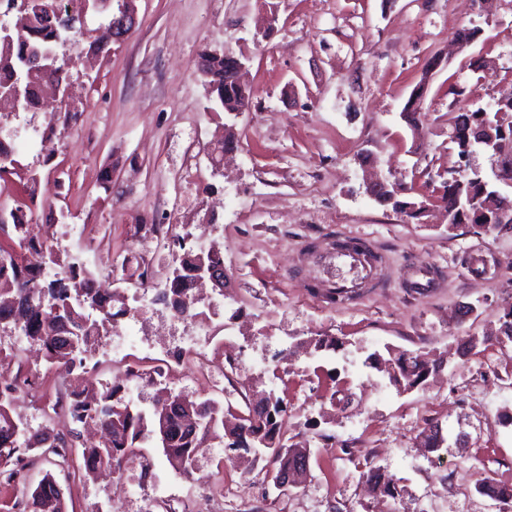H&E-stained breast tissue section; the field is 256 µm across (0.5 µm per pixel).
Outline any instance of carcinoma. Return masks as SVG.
<instances>
[{"label":"carcinoma","mask_w":512,"mask_h":512,"mask_svg":"<svg viewBox=\"0 0 512 512\" xmlns=\"http://www.w3.org/2000/svg\"><path fill=\"white\" fill-rule=\"evenodd\" d=\"M14 10L13 22L0 26V89L17 87L20 102L26 108L37 105L41 88L49 83L68 89V82L60 77L62 71L57 54L52 50L60 31L79 28L81 36L90 37L88 18L98 15L112 22V3L102 0L99 7L87 12L83 0H59L58 9L49 8L53 0H10ZM200 73L216 104L229 110H243L252 104L251 94L234 90L232 74L224 53L204 48L200 55ZM426 80L413 89L401 112L402 120L409 124L423 111L427 94ZM452 96L449 109L453 114L448 125V142L458 159L477 152L493 154L488 145L475 143L470 136L472 128L497 122L500 110L497 102L486 106L470 107L462 99L461 88H448ZM20 163L13 148L0 143V179L18 173ZM502 176L489 179L481 172L467 169L448 172L442 190L432 196L437 206L448 215V229L471 223L470 214L476 204L489 198L512 207V193L498 190L500 182L512 188V158L501 161ZM13 235L0 240V325L9 327L31 343L41 346L48 369L56 367L81 368L88 353L100 346L112 331L118 317L113 312V294L96 287L95 277L75 258L48 246L34 234L33 227L24 220V206L10 212ZM174 267L165 275L164 287L171 303L179 308L189 299L187 288L194 283V272L199 266H224V253L214 246L197 252L187 245V238L175 236ZM391 364L394 372L390 382L402 391H411L426 381V373L435 361L422 355L401 354L395 358L378 360L368 357V364L380 369ZM22 367L12 370L11 362L0 354V486L11 489L22 470V449L47 446V451L66 459L67 453L81 438L79 429L67 436L51 437L44 433H30L29 426L12 415L15 395L23 388L19 380ZM171 394L161 395L150 410L133 406L118 395V391L86 392L87 401L69 403L74 422L92 419L101 428V445L86 446L82 456L89 463L86 474L101 467H121L136 456L138 444L157 438L170 465L182 474H188L195 464L198 448L209 439L231 451H250L260 439H274L269 448V462L277 472L289 465L300 445L286 446L278 435L277 417L283 412V399L270 396L263 407L246 404L244 412L231 429L224 424V406L213 399L184 400L177 408L171 407ZM198 420L193 427L187 424ZM373 490L392 497L396 487L378 478L374 469L363 473ZM24 512H68L64 497L55 487V479L47 474L33 488L23 492Z\"/></svg>","instance_id":"obj_1"}]
</instances>
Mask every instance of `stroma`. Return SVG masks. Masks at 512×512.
<instances>
[{
    "mask_svg": "<svg viewBox=\"0 0 512 512\" xmlns=\"http://www.w3.org/2000/svg\"><path fill=\"white\" fill-rule=\"evenodd\" d=\"M137 25L109 53L87 60L81 47L61 44L74 58L71 94L81 127L58 129L46 158L30 129L41 110L0 106V134L15 137L24 168L38 173L33 192L17 176L0 180V207L30 203L35 219L65 214L86 225L90 248L64 240L60 249L112 256L101 272L107 287L137 282L133 257L143 252L155 274L172 264L164 239L137 246L133 224L191 225L213 221L230 275L234 306L211 311L214 361L226 364L224 415L246 409L254 390L284 400L278 419L284 443L311 451L302 484L275 488L266 453L251 470L225 453L198 456L178 475L161 448L142 443L152 476L166 489L164 505L141 501L131 481L75 474L69 463L30 452L24 486L45 474L61 485L68 512H178L193 497L211 512L210 488L224 474V512H501L477 490L484 475L512 484V342H498L503 309L512 302V234L449 228L432 212L414 222L364 195L361 160L411 187L420 199L440 186L456 158L448 144V87L457 85L485 105L512 90V0H496L491 15L467 0H136ZM483 36L433 74L424 101L423 129L413 132L400 112L425 64L447 53L460 26ZM212 47L245 58L250 109L232 117L212 108L198 68ZM494 61L478 77L470 59ZM234 124L237 149L221 172L208 160L211 144ZM112 171V189L98 179ZM356 236L388 251L391 281L378 289L333 295L319 277L320 254ZM487 274L461 265L472 251ZM428 269L440 285L406 288V271ZM181 324L146 310L118 318L110 343L94 353V386L128 387L127 369L144 343H173ZM311 336H332L336 347L313 351ZM481 337L468 357L461 344ZM248 343L258 365L240 369L238 346ZM122 344L113 353V344ZM405 352L441 359L424 388L400 392L365 364L372 353ZM54 380L18 395L14 416L32 430L55 431L43 405L66 392ZM345 408L332 406V399ZM441 425V450L427 452L420 433ZM379 469L400 489L372 495L363 477Z\"/></svg>",
    "mask_w": 512,
    "mask_h": 512,
    "instance_id": "35a3bbf8",
    "label": "stroma"
}]
</instances>
